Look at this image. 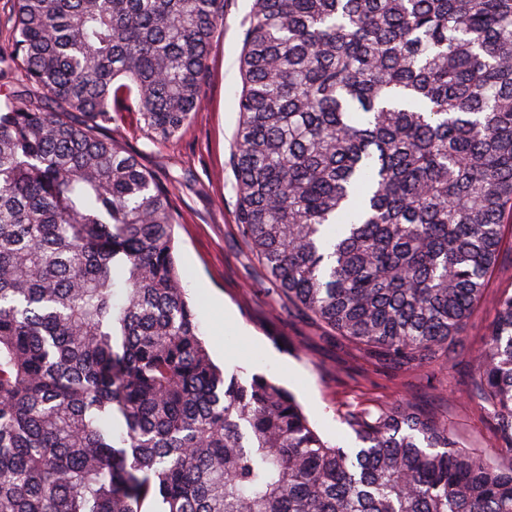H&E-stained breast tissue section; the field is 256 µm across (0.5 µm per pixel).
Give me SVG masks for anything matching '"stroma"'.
<instances>
[{"mask_svg": "<svg viewBox=\"0 0 512 512\" xmlns=\"http://www.w3.org/2000/svg\"><path fill=\"white\" fill-rule=\"evenodd\" d=\"M252 0H224V28L212 42L206 102L176 141L152 143L138 113H123L116 137L173 193L180 216L176 260L202 338L216 364L243 378L261 374L290 391L331 443L356 447L346 408L413 402L447 417L464 445L501 464L492 418L469 392L470 353L481 343L500 291L512 284V251H504L485 300L460 338L465 350L446 362L405 372L369 358L300 310L272 300L271 283L235 223V178L229 164L239 113L238 57Z\"/></svg>", "mask_w": 512, "mask_h": 512, "instance_id": "obj_1", "label": "stroma"}]
</instances>
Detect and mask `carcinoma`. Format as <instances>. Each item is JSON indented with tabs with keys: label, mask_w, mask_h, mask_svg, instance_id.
Returning a JSON list of instances; mask_svg holds the SVG:
<instances>
[{
	"label": "carcinoma",
	"mask_w": 512,
	"mask_h": 512,
	"mask_svg": "<svg viewBox=\"0 0 512 512\" xmlns=\"http://www.w3.org/2000/svg\"><path fill=\"white\" fill-rule=\"evenodd\" d=\"M0 48V512H512V464L409 403L322 438L211 359L167 188L224 0H13ZM235 223L285 298L403 371L455 354L512 224V0H253ZM472 392L512 452V293Z\"/></svg>",
	"instance_id": "obj_1"
}]
</instances>
